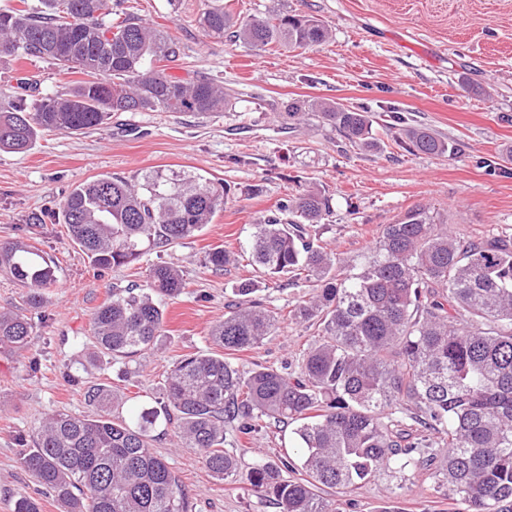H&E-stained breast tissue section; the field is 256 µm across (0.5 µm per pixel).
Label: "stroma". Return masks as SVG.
<instances>
[{"label":"stroma","mask_w":512,"mask_h":512,"mask_svg":"<svg viewBox=\"0 0 512 512\" xmlns=\"http://www.w3.org/2000/svg\"><path fill=\"white\" fill-rule=\"evenodd\" d=\"M247 20L278 9L315 16L329 39L295 51H255L205 36L204 0H125L128 12L167 30L179 48L171 75L223 81L232 111L118 112L102 128L80 135L47 133L25 153L0 152V243L22 240L56 265L57 284L41 305L24 303V288L0 273V312L20 311L34 328L29 348L0 349V512L17 499L40 512H62L53 493L18 463L20 441H33L42 419L63 412L91 416L95 386L119 399L114 415L131 419L165 399L166 378L183 357L216 352L209 331L238 300L237 286L254 281L256 296L288 313L306 300L307 286L269 287L245 256L254 226L280 201L306 189L333 196L321 226L335 252L365 251L383 225L418 204L447 217L457 234L512 235V0H224ZM37 80L40 93H62L77 76L46 62L0 61V83ZM323 98L372 116L382 150L352 147L330 126L309 119L288 128L283 115L296 101ZM424 125L448 146L441 155H413L398 146L404 129ZM154 169L201 175L231 186L211 224L179 243L146 252L131 267L99 273L69 236L58 214L70 191L99 174L127 178ZM216 247L239 260L216 269ZM181 270L184 291L164 299L165 334L156 348L126 360L101 353L92 335L95 310L142 281L150 267ZM316 327L284 321L258 347L230 354L241 371L257 365L295 366ZM152 449L178 475L195 512H277L249 489L245 476L215 478L195 449L181 448L172 427L158 426ZM291 433L270 428L246 436L226 431L224 447L246 469L258 458L277 461ZM340 512H454L412 471L380 472L362 488L336 497Z\"/></svg>","instance_id":"1"}]
</instances>
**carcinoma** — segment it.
I'll list each match as a JSON object with an SVG mask.
<instances>
[{"instance_id": "carcinoma-1", "label": "carcinoma", "mask_w": 512, "mask_h": 512, "mask_svg": "<svg viewBox=\"0 0 512 512\" xmlns=\"http://www.w3.org/2000/svg\"><path fill=\"white\" fill-rule=\"evenodd\" d=\"M0 11V57L49 60L83 79L63 94H36L27 78L0 86V150L25 153L45 132L81 134L114 112H224L232 102L214 78L190 82L167 73L176 44L120 9L123 0H40ZM206 36L255 50L276 44L306 49L330 38L314 16L274 12L237 21L222 3L199 17ZM313 115L362 149L376 146L368 113L334 102L288 105L298 124ZM405 149L438 155L448 144L426 127L404 132ZM231 188L200 175L155 170L133 179L103 175L77 185L62 213L72 241L103 272L134 264L144 250L194 235L224 209ZM331 195L308 190L283 199L278 214L255 225L249 258L271 279L314 283L291 314L317 327L297 368L242 373L220 354L178 360L161 408L129 422L112 414L118 398L88 391L93 417L57 413L37 428L21 467L51 491L63 512H193L168 463L151 450L160 421L181 446L194 448L224 480L239 462L224 450V430H259V421L293 426V446L279 462L259 459L247 480L273 498L278 512H339L321 495L351 493L375 473L414 470L459 512H512V237L465 238L439 213L416 205L383 226L356 258L338 256L317 230L333 214ZM215 268L236 261L212 249ZM0 270L37 305L56 285L55 269L24 242L0 244ZM184 288L179 271L155 265L144 287L112 292L94 313L103 352L131 358L164 335L162 299ZM211 329L226 351L259 346L280 324L277 312L248 299ZM33 326L0 312V348L24 350ZM301 473L290 480L282 470Z\"/></svg>"}]
</instances>
